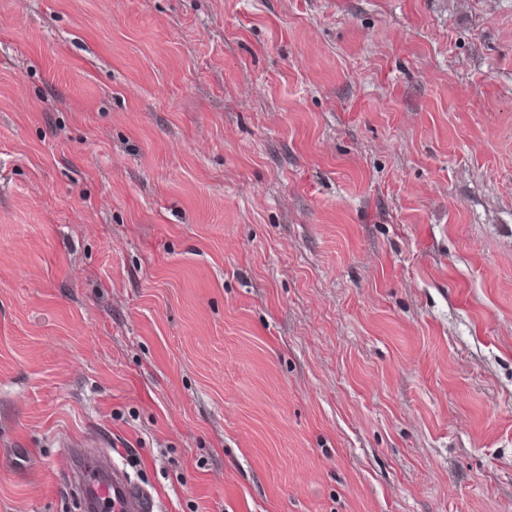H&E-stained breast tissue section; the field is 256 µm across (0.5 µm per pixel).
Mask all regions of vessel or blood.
I'll use <instances>...</instances> for the list:
<instances>
[{"mask_svg": "<svg viewBox=\"0 0 512 512\" xmlns=\"http://www.w3.org/2000/svg\"><path fill=\"white\" fill-rule=\"evenodd\" d=\"M89 500L98 512H153L151 495L135 490L111 456H103L85 482Z\"/></svg>", "mask_w": 512, "mask_h": 512, "instance_id": "vessel-or-blood-1", "label": "vessel or blood"}]
</instances>
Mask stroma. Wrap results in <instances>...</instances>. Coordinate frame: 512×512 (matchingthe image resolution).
Returning a JSON list of instances; mask_svg holds the SVG:
<instances>
[{
    "mask_svg": "<svg viewBox=\"0 0 512 512\" xmlns=\"http://www.w3.org/2000/svg\"><path fill=\"white\" fill-rule=\"evenodd\" d=\"M512 512V0H0V512ZM89 500L99 512H152L155 501L151 495L136 491L128 483L122 469L104 455L85 482Z\"/></svg>",
    "mask_w": 512,
    "mask_h": 512,
    "instance_id": "obj_1",
    "label": "stroma"
}]
</instances>
